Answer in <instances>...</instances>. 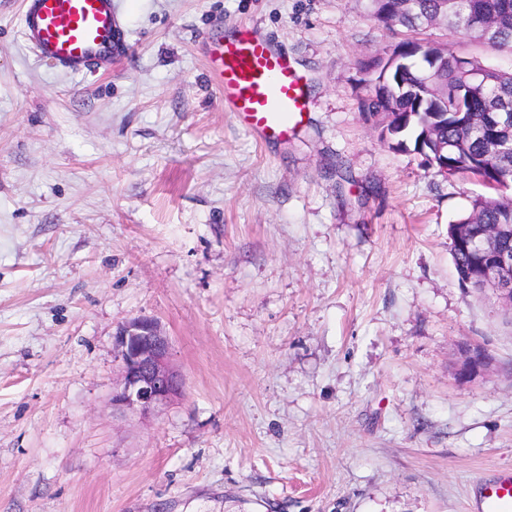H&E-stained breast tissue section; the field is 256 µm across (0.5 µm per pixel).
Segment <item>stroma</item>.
Segmentation results:
<instances>
[{"instance_id":"35a3bbf8","label":"stroma","mask_w":512,"mask_h":512,"mask_svg":"<svg viewBox=\"0 0 512 512\" xmlns=\"http://www.w3.org/2000/svg\"><path fill=\"white\" fill-rule=\"evenodd\" d=\"M0 0V512H468L512 470V317L460 287L448 225L492 189L382 142L370 0H120L74 80ZM257 26L310 86L260 144L199 46ZM171 337L184 393L113 410L114 334ZM492 361L455 377L457 346Z\"/></svg>"}]
</instances>
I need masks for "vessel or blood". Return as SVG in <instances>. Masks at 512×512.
<instances>
[{
  "mask_svg": "<svg viewBox=\"0 0 512 512\" xmlns=\"http://www.w3.org/2000/svg\"><path fill=\"white\" fill-rule=\"evenodd\" d=\"M116 0H23L22 35L34 55L81 76L128 51ZM206 72L225 108L255 138L285 142L305 123L307 81L258 30L215 32L201 43ZM484 512H512V473L481 480Z\"/></svg>",
  "mask_w": 512,
  "mask_h": 512,
  "instance_id": "obj_1",
  "label": "vessel or blood"
}]
</instances>
